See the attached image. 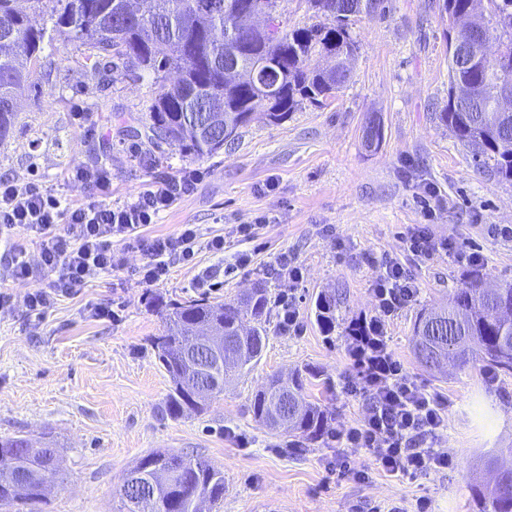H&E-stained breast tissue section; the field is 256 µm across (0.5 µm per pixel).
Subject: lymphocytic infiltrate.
<instances>
[{"label":"lymphocytic infiltrate","instance_id":"f902f5d3","mask_svg":"<svg viewBox=\"0 0 512 512\" xmlns=\"http://www.w3.org/2000/svg\"><path fill=\"white\" fill-rule=\"evenodd\" d=\"M180 191L179 185L165 184L130 203L74 206L39 184L20 189L0 180V235L24 232L37 239L41 253L40 263L33 265L23 250H16L11 262L0 268V282H39L26 305L29 312L40 315L57 297L73 294L102 274L123 268L129 249L147 257L140 270L142 280L160 281L172 262L189 263L195 256V225H185L172 236L143 234ZM116 240L121 243L117 249L112 246ZM373 294L378 314L351 345L359 379L350 389L367 393L370 407L360 424L336 431L334 438L349 448L368 449L376 465L392 475L447 469L448 456L425 444L444 424L445 403L409 377L387 343L386 320L413 300L414 281L399 263L389 261L374 281Z\"/></svg>","mask_w":512,"mask_h":512}]
</instances>
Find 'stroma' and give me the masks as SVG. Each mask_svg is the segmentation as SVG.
<instances>
[{
    "label": "stroma",
    "instance_id": "stroma-1",
    "mask_svg": "<svg viewBox=\"0 0 512 512\" xmlns=\"http://www.w3.org/2000/svg\"><path fill=\"white\" fill-rule=\"evenodd\" d=\"M437 3L384 0V10L357 22L358 53L331 103L303 104L278 125L253 120L234 143L202 159L130 136L147 72L108 81L80 43L44 48L38 85L23 93L18 122L0 143V179L36 182L80 205L121 204L188 175L190 188L145 234L175 235L193 224L200 237L194 261L174 264L163 281L143 283L135 271L146 258L132 250L126 268L57 297L40 318L24 305L38 283L0 286L11 296L0 307V437L50 443L60 456L58 469L45 475L41 502L18 500L0 512H118L125 473L157 449L193 452L223 468L226 491L212 512H380L420 498L433 512H480L474 490L496 478L489 458L512 465V374L472 363L444 375L423 371L413 355L414 322L472 273L490 285L512 282V237L500 233L512 228V183L477 169L435 118L448 100V23ZM375 119L383 140L370 149L364 130ZM86 167L109 171V192L76 179ZM261 216L267 224L258 240L246 242L238 225ZM420 224L435 238L455 239L462 257L414 256L404 241ZM217 235L224 238L220 254L207 246ZM243 251L252 263L239 268ZM283 253L301 280L280 270ZM387 259L417 288L386 322L389 348L409 376L445 401V425L431 443L451 464L416 477L385 473L367 449L347 451L330 439L289 447L250 411L272 375L309 365L323 379L311 394L333 413L334 428L361 422L369 396L348 388L358 375L345 329L375 316L373 282ZM259 279L272 298L292 297L298 332L270 324L252 371L210 399L206 412L167 416L171 383L150 343L163 329L161 300L204 293L227 301ZM333 291L342 300L327 333L315 302ZM94 304L117 305V318L92 316ZM344 453L350 469L339 474L336 459Z\"/></svg>",
    "mask_w": 512,
    "mask_h": 512
}]
</instances>
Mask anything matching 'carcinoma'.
<instances>
[{
	"instance_id": "1",
	"label": "carcinoma",
	"mask_w": 512,
	"mask_h": 512,
	"mask_svg": "<svg viewBox=\"0 0 512 512\" xmlns=\"http://www.w3.org/2000/svg\"><path fill=\"white\" fill-rule=\"evenodd\" d=\"M39 8L50 9L51 27L30 30L17 18L15 38L25 49L21 64L0 56V142L6 140L18 118L9 101L17 87L31 80V62L44 44L58 36L81 43L86 59L94 61L109 75L128 70L126 52L136 57V67L154 75L150 95L138 121L148 139L177 145L185 156L211 157L224 148V131L198 128L208 112V99H223V121L235 130L247 126L245 115L261 113L270 124H279L307 100L320 106L336 97L348 74L320 69L312 61L321 52L353 56L358 41L352 26L361 14V0H309L324 15L325 22L292 31H279L255 47H246L226 35L232 13L250 8L277 11L280 0H223L226 12L210 20L202 33L189 24L186 5L195 0H156L148 26L141 27L128 16L132 0H28ZM472 0H442L441 13L448 17V41L467 34L466 23ZM485 26L489 37L512 58V0H485ZM266 57L270 72L260 81L280 84L278 92L263 96L260 87L249 82L224 83L221 68L227 63L243 70L253 66V54ZM450 87L465 85L474 91L470 101L448 96V104L436 118L460 143H473L480 150L473 154L477 167L512 181V120L495 123L490 114L488 88L496 79L512 81V69L498 72L490 62H476L457 69L448 66ZM512 309V284L492 291L482 288L481 278L473 276L448 299L440 311L420 313L415 323L414 353L420 366L431 371L442 362L455 360L462 365L481 364L494 371L512 372V322L502 320L501 305ZM316 321L331 331L336 324V297L321 295L315 303ZM165 326L152 338L151 346L172 383L165 402L166 413L177 419L203 407L182 379L190 358L204 354L198 338L201 331L224 336V354L212 359L209 369L199 372L210 393H224L232 373L250 371L261 359L271 317L267 289L258 284L242 296L225 302L207 297L163 304ZM321 377L305 367L295 370L288 380L271 378L251 399L250 410L256 422L271 431L284 432L291 444L303 448L332 435V414L311 399L308 385ZM0 457H14L25 468L0 470V505L18 497L37 502L42 498L40 471L55 464V449L35 448L25 437L0 438ZM156 485V505L146 511L139 506L140 480ZM481 512H512V467L500 471L498 481L487 491L476 490ZM120 512H202L194 500L215 504L224 497V469L208 459L169 450H153L128 471L120 489Z\"/></svg>"
}]
</instances>
